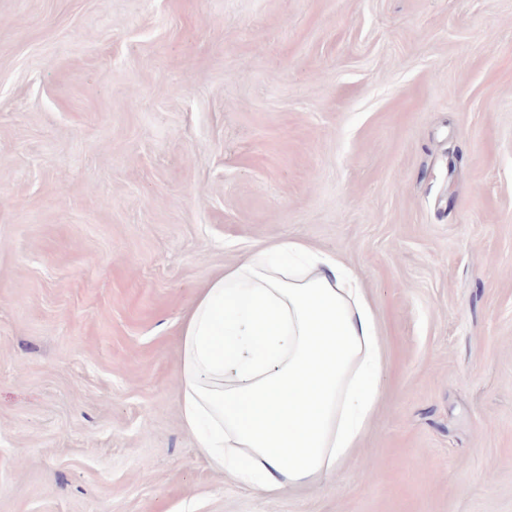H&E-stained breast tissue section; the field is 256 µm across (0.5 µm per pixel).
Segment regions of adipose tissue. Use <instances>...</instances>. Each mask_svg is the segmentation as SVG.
I'll list each match as a JSON object with an SVG mask.
<instances>
[{
	"label": "adipose tissue",
	"instance_id": "obj_1",
	"mask_svg": "<svg viewBox=\"0 0 512 512\" xmlns=\"http://www.w3.org/2000/svg\"><path fill=\"white\" fill-rule=\"evenodd\" d=\"M181 336L180 414L198 453L264 493L333 476L380 403L376 314L342 261L303 242L227 268Z\"/></svg>",
	"mask_w": 512,
	"mask_h": 512
}]
</instances>
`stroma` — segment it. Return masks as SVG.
Listing matches in <instances>:
<instances>
[{"instance_id": "obj_1", "label": "stroma", "mask_w": 512, "mask_h": 512, "mask_svg": "<svg viewBox=\"0 0 512 512\" xmlns=\"http://www.w3.org/2000/svg\"><path fill=\"white\" fill-rule=\"evenodd\" d=\"M280 240L383 368L272 497L184 429L180 331ZM0 512H512V0H0Z\"/></svg>"}]
</instances>
